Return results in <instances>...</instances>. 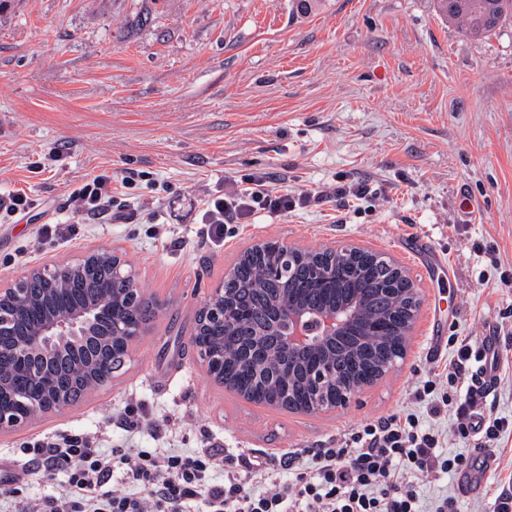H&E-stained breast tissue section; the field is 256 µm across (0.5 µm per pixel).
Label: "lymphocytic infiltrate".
<instances>
[{
  "mask_svg": "<svg viewBox=\"0 0 512 512\" xmlns=\"http://www.w3.org/2000/svg\"><path fill=\"white\" fill-rule=\"evenodd\" d=\"M102 173L71 192L74 214L100 223L124 218L118 185ZM368 182L293 190L271 188L266 176L241 178L230 190L201 199L199 216L220 241L255 215L280 216L336 200L364 201ZM456 354L415 384L412 408L357 427L332 448H296L259 457L224 448H143L140 404L123 408L125 444L73 432L26 440L16 450V472L0 480V512H421L415 475H450L462 461L448 456L437 422L449 417L452 431L479 448L498 447L512 434V418L495 416L493 387L480 383V358L468 337L455 336ZM425 405L420 418L415 405ZM64 474L54 495L34 496L33 477L43 482Z\"/></svg>",
  "mask_w": 512,
  "mask_h": 512,
  "instance_id": "1",
  "label": "lymphocytic infiltrate"
}]
</instances>
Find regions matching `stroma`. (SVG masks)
Listing matches in <instances>:
<instances>
[{
  "instance_id": "stroma-1",
  "label": "stroma",
  "mask_w": 512,
  "mask_h": 512,
  "mask_svg": "<svg viewBox=\"0 0 512 512\" xmlns=\"http://www.w3.org/2000/svg\"><path fill=\"white\" fill-rule=\"evenodd\" d=\"M139 178L119 196L151 204L154 223L79 224L71 191L100 173ZM250 173L305 189L367 180L378 197L288 215H259L210 241L192 206ZM38 203L0 218V284L36 265L117 249L163 306L111 389L61 414L0 433V456L69 430L122 444L117 419L138 401L174 448L212 439L256 454L328 448L349 429L400 411L410 387L454 349L425 336H494L502 355L496 411L512 415V288L486 255L512 265V19L485 40L463 35L433 0H12L0 10V193ZM62 234L42 239V225ZM307 249L353 244L395 258L423 296L407 353L342 411L291 413L214 383L187 343L198 310L246 248L264 239ZM421 240L446 277L403 246ZM495 470L466 491L456 476L423 480L425 507L455 496L458 512H494L512 494V437Z\"/></svg>"
}]
</instances>
